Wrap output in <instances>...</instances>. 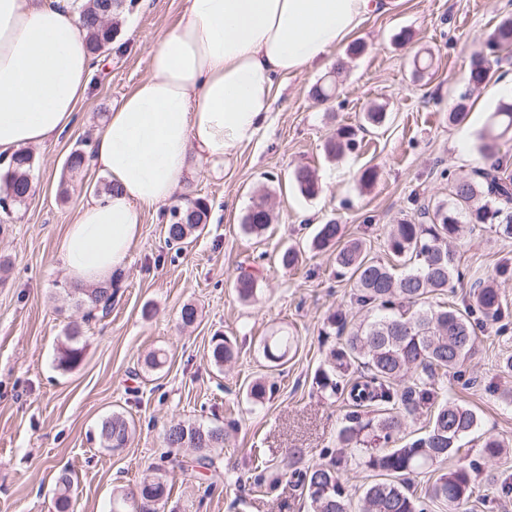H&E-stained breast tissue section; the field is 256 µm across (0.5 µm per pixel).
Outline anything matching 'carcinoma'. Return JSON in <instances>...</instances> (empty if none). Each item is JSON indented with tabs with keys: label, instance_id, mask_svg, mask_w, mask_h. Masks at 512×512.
<instances>
[{
	"label": "carcinoma",
	"instance_id": "cac0c4a2",
	"mask_svg": "<svg viewBox=\"0 0 512 512\" xmlns=\"http://www.w3.org/2000/svg\"><path fill=\"white\" fill-rule=\"evenodd\" d=\"M123 8V0H88L80 14L89 47L96 54L112 43V17ZM512 49V16L503 18L469 61L468 89L460 93L448 122L465 119L470 91L487 85L493 67L509 60ZM512 137V103L500 104L489 116L479 136L478 150L491 163L469 175L448 183V199L423 208L416 218L393 225L384 241L389 264L369 255L360 240L341 242L342 225L330 220L317 229L313 248H336L337 274L353 282L351 303L372 311L367 319L355 322L335 312L329 326L344 336L339 346L330 350L327 367L319 370L317 386L331 395H342L353 411L345 415L338 434V450L328 464L295 467L290 478L307 496L312 512H427V503L437 501L448 512H462L476 487L474 469L457 460L460 440L478 427L476 413L455 401L438 400L440 376L457 369L474 349L475 324L471 315L479 312L483 321L498 322L508 315V305L499 292L496 278L512 275V263L498 265L495 277L473 283L472 302L463 308L434 305L431 299L443 294L457 272V256L450 240L466 226H489L502 240L512 239V175L498 156L499 141ZM356 145L353 131L338 129L336 139L325 151L336 157ZM33 155L22 150L6 165L5 190L0 201L17 206L32 192ZM293 181L301 194L313 196L318 191V177L307 166L293 171ZM208 217L207 205L193 200L184 208L170 211L167 242L182 245L196 233ZM272 217L266 203L253 205L245 215V231L262 235ZM255 276L243 269L237 277V293L246 301L255 293ZM85 308V320L105 317L112 307V286L68 289ZM80 328L72 327L67 341L57 350V368L67 371L83 358L79 344ZM292 340L289 336H268L263 355L271 363L282 365ZM235 356L233 341L221 336L214 340L210 362L220 369ZM366 373L354 381L349 371L356 363ZM420 411L429 413L426 431L403 440L410 418ZM133 432V423L124 415L113 413L98 427L101 445L123 448ZM168 447L192 448L191 470L200 472L214 467L211 451L224 444V429L184 421L171 423L164 432ZM451 463L418 496L414 481L436 465ZM356 464L376 473V479L362 488L358 508L352 509V495L343 482L348 465ZM74 482L70 475L60 476L56 486V512H72ZM170 489L160 474L142 480L140 499H168Z\"/></svg>",
	"mask_w": 512,
	"mask_h": 512
}]
</instances>
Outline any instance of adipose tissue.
I'll list each match as a JSON object with an SVG mask.
<instances>
[{
  "label": "adipose tissue",
  "instance_id": "1",
  "mask_svg": "<svg viewBox=\"0 0 512 512\" xmlns=\"http://www.w3.org/2000/svg\"><path fill=\"white\" fill-rule=\"evenodd\" d=\"M85 0H0V155L57 140L92 80ZM95 142L111 192L80 205L57 250L72 286L127 265L145 213L184 190L191 164L229 161L267 121L278 76L324 64L391 0H185Z\"/></svg>",
  "mask_w": 512,
  "mask_h": 512
}]
</instances>
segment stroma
<instances>
[{
  "label": "stroma",
  "mask_w": 512,
  "mask_h": 512,
  "mask_svg": "<svg viewBox=\"0 0 512 512\" xmlns=\"http://www.w3.org/2000/svg\"><path fill=\"white\" fill-rule=\"evenodd\" d=\"M185 0H151L149 9L125 8L116 18L111 47L96 58L90 89L73 127L58 141L34 150L33 189L24 204L0 212V512H55V484L61 473L74 479V512H111L112 500L152 470L171 488L164 512H311L298 488L281 481L272 492L254 484L258 462L286 470L291 451L301 465L329 462L348 409L344 400L324 397L315 376L339 341L327 318L350 309V283L337 276L335 254L312 249L318 225L336 220L346 238H359L384 257L391 224L412 218L420 205L448 197V178L484 167L478 137L501 103L500 85L512 83V61L496 80L474 92L461 125L448 114L466 85L469 56L498 22L512 16V0H398L389 12L373 14L352 36L364 43L353 56L339 46L324 65L278 78L266 124L229 164L191 166L184 194L203 200L208 221L183 249L168 244L170 205L145 215L126 268L112 280V311L83 322V310L66 297L67 277L55 255L79 205L107 181L94 166L68 170L65 161L81 141L97 139L105 117L149 70L154 40L179 21ZM411 38L400 45L399 31ZM432 55L433 66L415 78V56ZM345 68L333 98L317 102L316 83ZM383 106L384 125L362 115ZM351 127L355 150L331 159L326 143L338 128ZM307 165L317 172L320 191L303 196L291 178ZM375 168L373 185L361 172ZM265 201L273 221L255 238L243 218ZM300 250L299 265L285 271L276 258L287 246ZM459 277L445 301L468 298L473 278L512 260V240L478 231L455 244ZM254 270L257 290L241 301L235 280L241 268ZM197 310L192 326L180 311ZM82 323L84 358L59 370L56 350L68 327ZM291 335L288 361L273 367L262 355L265 336ZM474 353L461 376H447L449 397L479 417L476 433L462 449L485 477L468 512H512V452L482 453V435L512 440V375L499 363L512 355V316L476 329ZM235 340L234 360L216 369L209 359L214 337ZM164 350L167 361L148 370L146 355ZM263 380L272 392L253 401L249 390ZM133 420L136 433L124 448L99 442L100 421L112 413ZM223 427L226 442L215 465L198 475L182 471L188 452L165 447L163 433L174 419Z\"/></svg>",
  "instance_id": "stroma-1"
}]
</instances>
